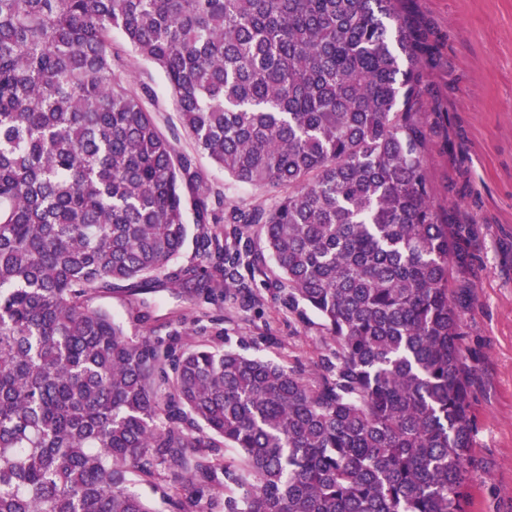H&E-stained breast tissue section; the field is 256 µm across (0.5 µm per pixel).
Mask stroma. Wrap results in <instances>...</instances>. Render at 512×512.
Instances as JSON below:
<instances>
[{
  "instance_id": "obj_1",
  "label": "stroma",
  "mask_w": 512,
  "mask_h": 512,
  "mask_svg": "<svg viewBox=\"0 0 512 512\" xmlns=\"http://www.w3.org/2000/svg\"><path fill=\"white\" fill-rule=\"evenodd\" d=\"M400 11L420 36L418 118L427 134L431 203L443 223L462 230L464 260L449 266L448 293L459 315L473 415L467 512H512V0H401ZM112 47L115 73L134 90L149 88L143 104L159 131L177 153L193 154L163 74L120 32H113ZM196 165L229 202L268 196L233 182L205 157ZM257 293L259 307L225 305L223 326L202 336L191 323L196 300L180 288L152 293L155 307L143 323L128 320L117 296L95 304L122 319L129 337L176 332L188 347L236 349L265 325L273 341L262 346V357L311 370L329 341L317 317L303 321L289 312L274 284Z\"/></svg>"
}]
</instances>
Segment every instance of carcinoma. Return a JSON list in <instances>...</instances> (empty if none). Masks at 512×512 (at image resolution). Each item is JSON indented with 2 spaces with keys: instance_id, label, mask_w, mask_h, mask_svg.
Segmentation results:
<instances>
[{
  "instance_id": "obj_1",
  "label": "carcinoma",
  "mask_w": 512,
  "mask_h": 512,
  "mask_svg": "<svg viewBox=\"0 0 512 512\" xmlns=\"http://www.w3.org/2000/svg\"><path fill=\"white\" fill-rule=\"evenodd\" d=\"M114 30L197 154L281 194L213 191L113 73ZM421 83L398 0H0V512H198L221 490L224 512H466L462 253ZM256 224L288 310L330 338L310 376L134 340L91 305L121 290L144 322L185 288L204 334L211 307L259 304Z\"/></svg>"
}]
</instances>
